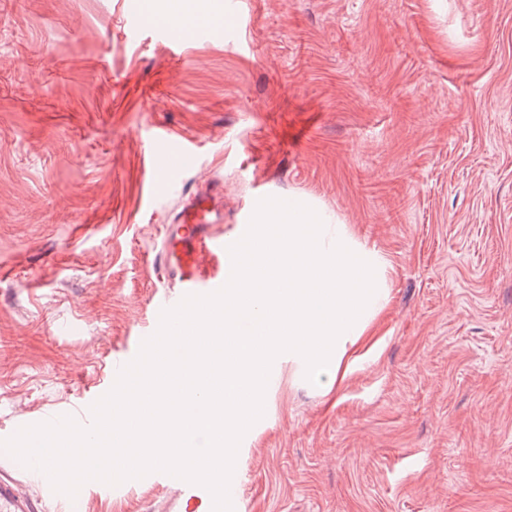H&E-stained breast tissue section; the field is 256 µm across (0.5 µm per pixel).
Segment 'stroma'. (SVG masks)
<instances>
[{
  "instance_id": "1",
  "label": "stroma",
  "mask_w": 512,
  "mask_h": 512,
  "mask_svg": "<svg viewBox=\"0 0 512 512\" xmlns=\"http://www.w3.org/2000/svg\"><path fill=\"white\" fill-rule=\"evenodd\" d=\"M175 3L0 0V440L155 333L188 194L228 237L302 198L389 299L340 384L272 368L238 512H512V0H242L178 56ZM163 134L189 152L154 173ZM174 496L85 484L60 512Z\"/></svg>"
}]
</instances>
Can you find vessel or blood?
Segmentation results:
<instances>
[{
    "mask_svg": "<svg viewBox=\"0 0 512 512\" xmlns=\"http://www.w3.org/2000/svg\"><path fill=\"white\" fill-rule=\"evenodd\" d=\"M208 30L205 24L189 31L167 23L160 26L159 33L171 52L177 54L183 49L187 34L200 36ZM221 221V210L213 196L204 193L189 196L174 223L165 225L158 270L170 281L172 290L157 302V309L174 307L188 294L215 292L228 281L231 241L225 237ZM147 479L175 485L174 512H212V496L206 488L163 472L149 473ZM22 482L0 466V512H36L38 502L26 493Z\"/></svg>",
    "mask_w": 512,
    "mask_h": 512,
    "instance_id": "1",
    "label": "vessel or blood"
}]
</instances>
